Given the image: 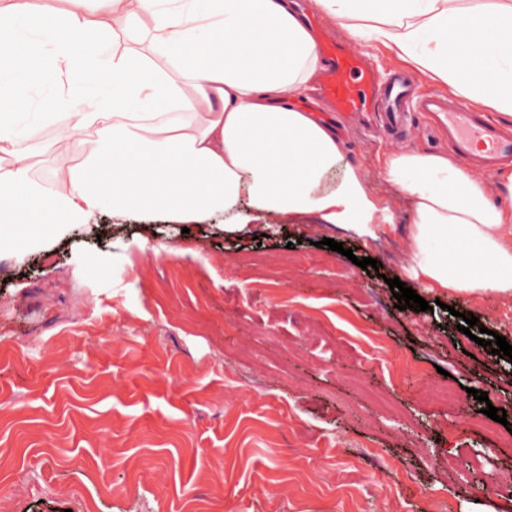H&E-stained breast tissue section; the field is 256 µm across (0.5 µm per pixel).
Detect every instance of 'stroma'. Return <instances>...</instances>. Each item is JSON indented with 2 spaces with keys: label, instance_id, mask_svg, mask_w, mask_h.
<instances>
[{
  "label": "stroma",
  "instance_id": "stroma-1",
  "mask_svg": "<svg viewBox=\"0 0 512 512\" xmlns=\"http://www.w3.org/2000/svg\"><path fill=\"white\" fill-rule=\"evenodd\" d=\"M343 135L393 253L312 214L259 238L138 221L0 251V512H512V358L458 329L471 313L512 343V298L428 292L417 313L387 284L409 219L377 157L448 145L419 112L403 139ZM407 361L457 402L407 391ZM488 402L505 423L472 426Z\"/></svg>",
  "mask_w": 512,
  "mask_h": 512
}]
</instances>
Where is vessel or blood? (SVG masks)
<instances>
[{
  "mask_svg": "<svg viewBox=\"0 0 512 512\" xmlns=\"http://www.w3.org/2000/svg\"><path fill=\"white\" fill-rule=\"evenodd\" d=\"M318 50L327 60L321 92L336 114L380 110L388 128L397 135L405 133L408 115L424 113L447 139L460 158L488 172L495 171L506 159H512V131L460 102L439 94L411 99L404 76L393 78L378 88L375 73L360 54L334 42H323Z\"/></svg>",
  "mask_w": 512,
  "mask_h": 512,
  "instance_id": "1",
  "label": "vessel or blood"
}]
</instances>
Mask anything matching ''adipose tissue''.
<instances>
[{
	"instance_id": "adipose-tissue-1",
	"label": "adipose tissue",
	"mask_w": 512,
	"mask_h": 512,
	"mask_svg": "<svg viewBox=\"0 0 512 512\" xmlns=\"http://www.w3.org/2000/svg\"><path fill=\"white\" fill-rule=\"evenodd\" d=\"M0 0V246L17 255L99 212L228 234L314 213L367 239L392 212L347 143L298 108L321 67L294 0ZM423 83L512 121V0H310ZM100 79L89 88L86 75ZM54 128L35 170V88ZM64 102L66 111L56 109ZM407 197L409 272L429 291L512 298V167L494 184L446 152L386 153Z\"/></svg>"
}]
</instances>
